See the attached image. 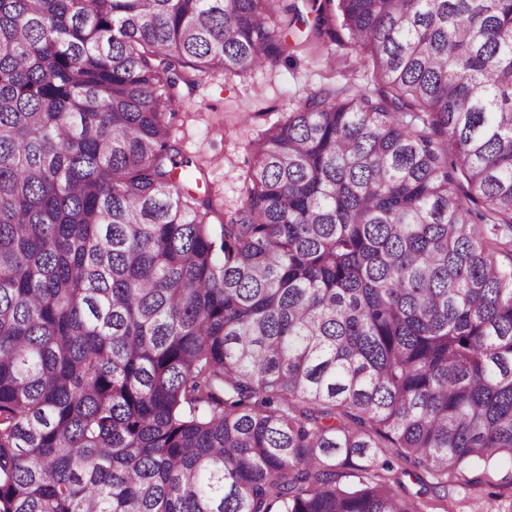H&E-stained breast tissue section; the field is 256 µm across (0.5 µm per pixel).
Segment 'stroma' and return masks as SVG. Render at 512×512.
Segmentation results:
<instances>
[{
  "instance_id": "1",
  "label": "stroma",
  "mask_w": 512,
  "mask_h": 512,
  "mask_svg": "<svg viewBox=\"0 0 512 512\" xmlns=\"http://www.w3.org/2000/svg\"><path fill=\"white\" fill-rule=\"evenodd\" d=\"M297 15L285 32L286 58L241 75L201 76L183 87L180 118L172 137L184 158L199 166L186 190L198 203H211L212 223L223 222L243 202L252 162V144L271 126L287 119L300 100L329 88L353 91L373 87L374 64L357 57L340 29L315 31L308 0H288ZM472 481L496 484L495 497L467 491L448 481V512H512V461L472 468Z\"/></svg>"
}]
</instances>
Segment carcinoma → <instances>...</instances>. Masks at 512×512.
<instances>
[{"mask_svg":"<svg viewBox=\"0 0 512 512\" xmlns=\"http://www.w3.org/2000/svg\"><path fill=\"white\" fill-rule=\"evenodd\" d=\"M325 2L377 88L216 228L176 88L278 63L279 0H0V512H428L512 459V0Z\"/></svg>","mask_w":512,"mask_h":512,"instance_id":"carcinoma-1","label":"carcinoma"}]
</instances>
